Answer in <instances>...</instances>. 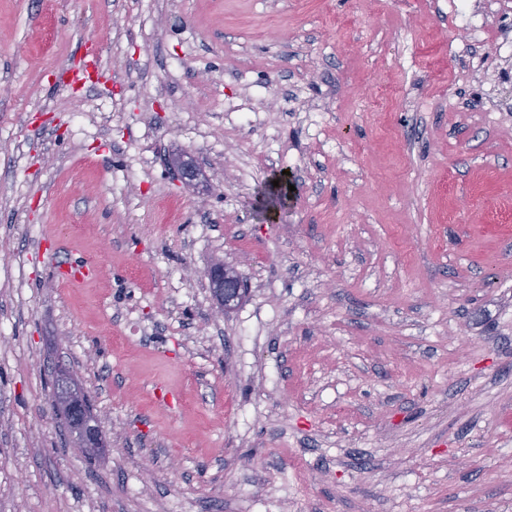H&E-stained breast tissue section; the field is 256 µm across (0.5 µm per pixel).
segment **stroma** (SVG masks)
I'll return each mask as SVG.
<instances>
[{"label": "stroma", "mask_w": 512, "mask_h": 512, "mask_svg": "<svg viewBox=\"0 0 512 512\" xmlns=\"http://www.w3.org/2000/svg\"><path fill=\"white\" fill-rule=\"evenodd\" d=\"M468 2L0 0V512H512V0ZM279 180V187L273 186L272 181ZM288 184L294 185L292 178L278 174L274 175L261 189L260 196L263 203V220L266 223H274L272 217L277 210H281L288 200L294 195V191L288 189ZM212 291L217 296L218 311L235 308L244 296V279L242 273L235 267L217 262L205 272ZM54 369L51 395L53 414L71 435H75L76 448H101V436L89 397L78 386L73 372L62 371L59 367Z\"/></svg>", "instance_id": "1"}]
</instances>
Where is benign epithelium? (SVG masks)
<instances>
[{
	"instance_id": "obj_1",
	"label": "benign epithelium",
	"mask_w": 512,
	"mask_h": 512,
	"mask_svg": "<svg viewBox=\"0 0 512 512\" xmlns=\"http://www.w3.org/2000/svg\"><path fill=\"white\" fill-rule=\"evenodd\" d=\"M171 166L187 187L193 185L198 178L195 165L183 155L173 158ZM276 180L279 181L277 187L273 185ZM290 184H294L293 179L280 173L273 176L272 180L260 189L265 222H272L275 212L282 209L294 195V192L288 189ZM205 276L217 296L219 312L231 310L242 301L244 279L237 268L217 262L207 269ZM51 406L55 417L62 422L70 434L75 436L76 447L87 449L102 447L93 405L89 397L80 390L73 372L60 369L54 372Z\"/></svg>"
}]
</instances>
